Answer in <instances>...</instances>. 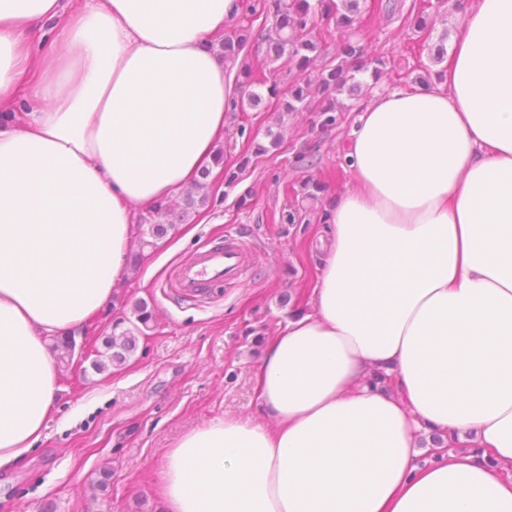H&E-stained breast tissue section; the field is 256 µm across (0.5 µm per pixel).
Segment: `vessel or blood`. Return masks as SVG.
I'll return each instance as SVG.
<instances>
[{"instance_id": "obj_1", "label": "vessel or blood", "mask_w": 512, "mask_h": 512, "mask_svg": "<svg viewBox=\"0 0 512 512\" xmlns=\"http://www.w3.org/2000/svg\"><path fill=\"white\" fill-rule=\"evenodd\" d=\"M252 252L235 236L196 252L179 265L175 286L188 298L204 296L214 288L239 279L252 266Z\"/></svg>"}]
</instances>
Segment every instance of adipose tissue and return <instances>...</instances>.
Listing matches in <instances>:
<instances>
[{"label": "adipose tissue", "mask_w": 512, "mask_h": 512, "mask_svg": "<svg viewBox=\"0 0 512 512\" xmlns=\"http://www.w3.org/2000/svg\"><path fill=\"white\" fill-rule=\"evenodd\" d=\"M240 10L0 0V466L53 414L50 338L214 168ZM345 161L307 307L254 369L261 418L179 437L164 512H512V0H464L437 79L368 99Z\"/></svg>", "instance_id": "adipose-tissue-1"}]
</instances>
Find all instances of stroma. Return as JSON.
Listing matches in <instances>:
<instances>
[{
	"label": "stroma",
	"instance_id": "stroma-1",
	"mask_svg": "<svg viewBox=\"0 0 512 512\" xmlns=\"http://www.w3.org/2000/svg\"><path fill=\"white\" fill-rule=\"evenodd\" d=\"M424 9L440 23L421 30L387 14L381 0H367L358 38L368 55L386 61L372 93L435 80L440 65L431 51L442 34L454 32L458 3L425 0ZM267 30L263 21L254 23L242 56L257 78L284 89L291 74L264 61ZM355 119L339 113L336 126L326 129L317 113L283 114L268 100L230 114L224 164L247 160L239 176L246 192L237 185L211 191L201 210L206 223L189 237L171 230L167 245L129 274L117 299L76 329V340L94 341L138 301L156 314L124 365L98 373L77 357L61 366V393L40 442L0 466V512H163L161 466L174 442L227 414L257 416L253 370L264 338L302 306L300 292L314 278L321 250L312 233L327 200L351 186L344 156ZM273 125L283 135L280 148L254 155L255 142ZM308 179L321 187L313 201L301 190ZM229 230L253 250V266L209 299L181 296L172 283L177 266ZM105 470L112 477L102 489L97 481Z\"/></svg>",
	"mask_w": 512,
	"mask_h": 512
}]
</instances>
